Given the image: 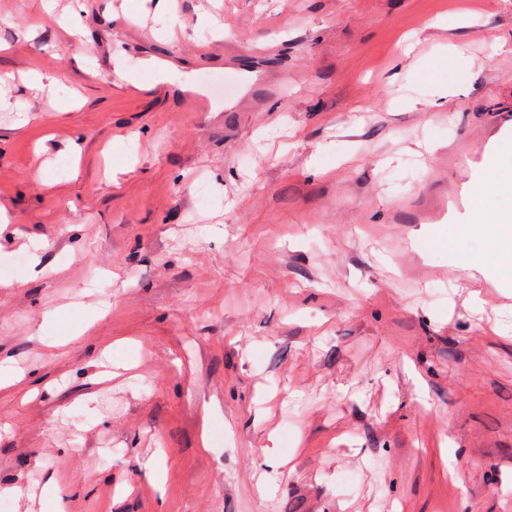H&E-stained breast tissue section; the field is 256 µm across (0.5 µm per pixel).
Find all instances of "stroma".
Instances as JSON below:
<instances>
[{
    "instance_id": "stroma-1",
    "label": "stroma",
    "mask_w": 512,
    "mask_h": 512,
    "mask_svg": "<svg viewBox=\"0 0 512 512\" xmlns=\"http://www.w3.org/2000/svg\"><path fill=\"white\" fill-rule=\"evenodd\" d=\"M73 2L0 0L7 512H512V282L415 221L512 0Z\"/></svg>"
}]
</instances>
